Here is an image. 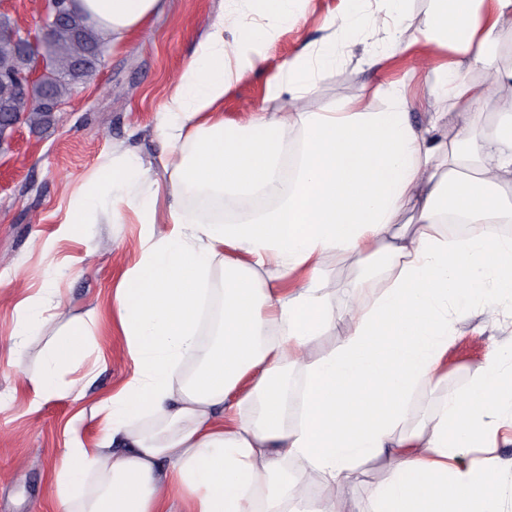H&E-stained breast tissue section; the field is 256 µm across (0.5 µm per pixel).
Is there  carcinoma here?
Returning a JSON list of instances; mask_svg holds the SVG:
<instances>
[{
  "label": "carcinoma",
  "instance_id": "cac0c4a2",
  "mask_svg": "<svg viewBox=\"0 0 512 512\" xmlns=\"http://www.w3.org/2000/svg\"><path fill=\"white\" fill-rule=\"evenodd\" d=\"M103 43L94 28L82 18H74L53 29L45 57L46 74L30 87L35 106L22 113V122L32 130L46 132L55 124L53 106L64 101L77 84L88 79L102 59ZM31 59L13 50L7 39H0V120L15 97L11 77L28 71Z\"/></svg>",
  "mask_w": 512,
  "mask_h": 512
}]
</instances>
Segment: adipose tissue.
Segmentation results:
<instances>
[{
  "instance_id": "ef3b65f1",
  "label": "adipose tissue",
  "mask_w": 512,
  "mask_h": 512,
  "mask_svg": "<svg viewBox=\"0 0 512 512\" xmlns=\"http://www.w3.org/2000/svg\"><path fill=\"white\" fill-rule=\"evenodd\" d=\"M253 2L257 23L226 9L206 23L171 89L158 125L164 179L122 152L68 206L69 224L105 209L113 223L131 215L142 226L139 258L112 294L136 370L93 407L95 445L75 438L64 448L53 512H502L500 460L478 477L458 457L491 440L494 417H512V388L500 389L512 349L415 426L407 412L415 388L445 377L454 316L478 298L512 303V237L499 230L512 222V66L499 59L512 0H433L421 35L448 58L422 67L448 108L418 127L393 84L377 111L303 110L316 74L307 54L268 82L243 121H225L232 84L300 19L298 0ZM78 5L118 51L165 0ZM470 71L493 81H466ZM451 218L482 230L448 237ZM335 262L361 271L359 287H377L372 303L336 311ZM339 322L342 341L315 353ZM99 326L94 307L67 321L68 345L49 348V373L30 380L36 395L54 389L52 370ZM188 360L195 374L176 379ZM292 369L304 383L295 423ZM366 461L387 473L362 502L354 478ZM87 481L90 494H69Z\"/></svg>"
}]
</instances>
